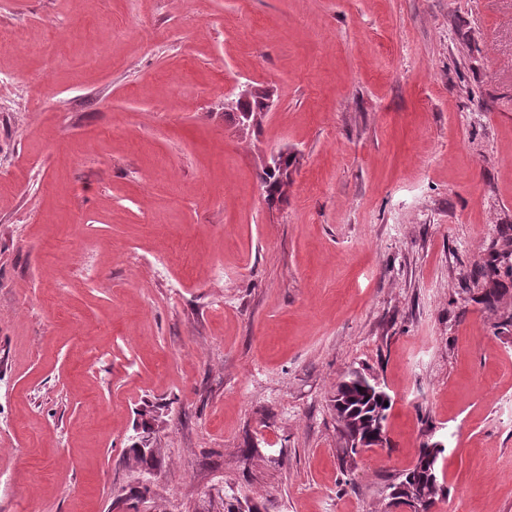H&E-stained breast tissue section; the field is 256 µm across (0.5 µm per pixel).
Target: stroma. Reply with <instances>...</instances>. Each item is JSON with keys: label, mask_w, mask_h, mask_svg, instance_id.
Here are the masks:
<instances>
[{"label": "stroma", "mask_w": 512, "mask_h": 512, "mask_svg": "<svg viewBox=\"0 0 512 512\" xmlns=\"http://www.w3.org/2000/svg\"><path fill=\"white\" fill-rule=\"evenodd\" d=\"M0 34V512H391L437 438L434 512H512V277L478 301L512 0H0ZM354 369L392 407L349 466Z\"/></svg>", "instance_id": "1"}]
</instances>
